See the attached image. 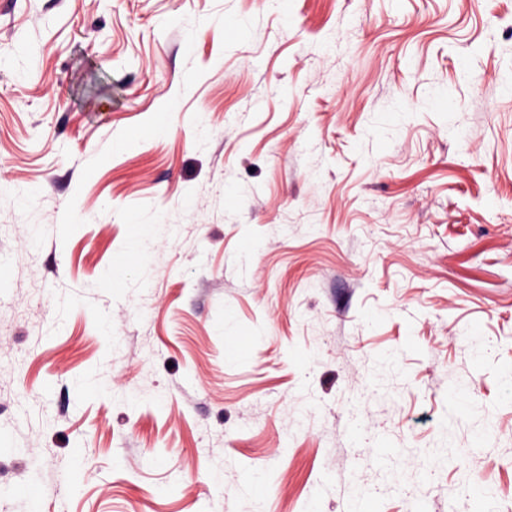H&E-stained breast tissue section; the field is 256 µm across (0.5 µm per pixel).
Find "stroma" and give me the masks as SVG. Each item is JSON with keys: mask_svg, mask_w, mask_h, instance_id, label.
Listing matches in <instances>:
<instances>
[{"mask_svg": "<svg viewBox=\"0 0 512 512\" xmlns=\"http://www.w3.org/2000/svg\"><path fill=\"white\" fill-rule=\"evenodd\" d=\"M509 79L512 0H0V512H512Z\"/></svg>", "mask_w": 512, "mask_h": 512, "instance_id": "obj_1", "label": "stroma"}]
</instances>
